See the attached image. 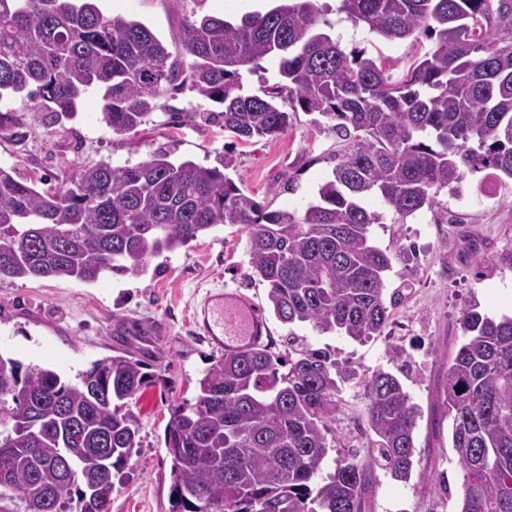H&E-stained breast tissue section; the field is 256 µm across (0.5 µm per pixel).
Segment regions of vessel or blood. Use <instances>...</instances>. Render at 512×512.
Here are the masks:
<instances>
[{
    "label": "vessel or blood",
    "mask_w": 512,
    "mask_h": 512,
    "mask_svg": "<svg viewBox=\"0 0 512 512\" xmlns=\"http://www.w3.org/2000/svg\"><path fill=\"white\" fill-rule=\"evenodd\" d=\"M193 320L200 335L227 354L262 343L267 333L256 303L236 290H207L194 309Z\"/></svg>",
    "instance_id": "vessel-or-blood-1"
}]
</instances>
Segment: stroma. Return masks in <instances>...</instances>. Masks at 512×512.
<instances>
[{
	"label": "stroma",
	"instance_id": "1",
	"mask_svg": "<svg viewBox=\"0 0 512 512\" xmlns=\"http://www.w3.org/2000/svg\"><path fill=\"white\" fill-rule=\"evenodd\" d=\"M272 5L273 0H100L106 12L149 27L184 68L193 61L181 42L187 21L263 12ZM328 19L345 48L387 58L399 70L430 46L423 37L386 41L338 22L333 12ZM101 108L100 93L91 91L74 120L51 130L31 122L24 138H0V166H16L42 191L58 188L68 170L101 161L135 164L167 150L177 161L219 167L229 155L228 174L245 192L269 209L297 210L312 199L344 149L335 131L315 126L301 111L280 136L242 142L209 120L218 104L186 86L159 97L153 113L132 133L112 132ZM487 179L483 171L466 173L459 191H441L435 211L402 224L374 225V239L392 255L387 289L404 285L408 291L384 335L368 342L322 334L308 324L291 329L278 321L266 303L265 283L249 276L246 232L220 225L175 252L150 258L139 275L113 274L92 283L1 279L0 355L53 369L70 381L117 354L130 352L142 360L155 382L132 403L140 446L114 488L111 512H169L171 461L164 437L170 405L193 398L202 373L222 357L192 334L193 306L207 289L240 290L254 297L276 351H285L284 341L293 333L311 348L334 354L344 374L334 456L369 454L362 381L376 368L394 369L390 347L406 354L405 383L422 410L415 460L433 479L401 482L376 469L365 512H458L462 476L439 407L448 362L462 342L458 320L472 306L491 316L512 314V183L498 184L488 196Z\"/></svg>",
	"mask_w": 512,
	"mask_h": 512
}]
</instances>
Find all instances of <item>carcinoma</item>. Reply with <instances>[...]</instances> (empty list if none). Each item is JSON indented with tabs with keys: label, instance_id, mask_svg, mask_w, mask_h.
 I'll return each mask as SVG.
<instances>
[{
	"label": "carcinoma",
	"instance_id": "1",
	"mask_svg": "<svg viewBox=\"0 0 512 512\" xmlns=\"http://www.w3.org/2000/svg\"><path fill=\"white\" fill-rule=\"evenodd\" d=\"M275 2L187 22L185 72L146 25L97 0H0V100L26 95L40 123L72 119L97 89L103 120L126 134L180 81L220 105L214 120L240 140L277 137L301 111L345 141L300 211L270 210L218 167L169 151L82 167L54 193L0 166V279L139 274L149 258L230 225L247 232L251 276L281 323L360 343L384 333L404 289L386 294L391 258L371 227L434 209L467 171L512 180V0H339L355 27L431 41L401 73L346 51L320 0ZM269 56L280 59L273 82L246 92L243 72ZM21 122L0 111V136ZM460 327L441 402L460 512H512V316L468 309ZM287 344L224 355L194 401L171 408L169 512H363L374 467L410 479L421 412L401 377L380 367L367 378L369 460L345 456L327 473L342 377L329 351L293 333ZM151 383L129 354L94 362L76 383L0 355V448L11 449L0 512H110L121 463L140 447L130 400Z\"/></svg>",
	"mask_w": 512,
	"mask_h": 512
}]
</instances>
